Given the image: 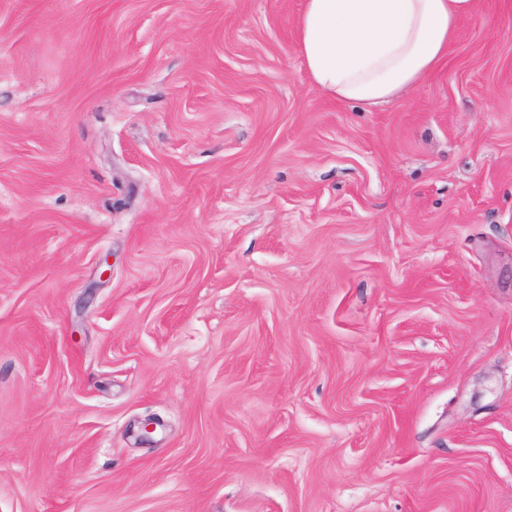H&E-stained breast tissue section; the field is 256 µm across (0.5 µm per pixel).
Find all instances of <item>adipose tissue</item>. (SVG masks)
<instances>
[{"label": "adipose tissue", "mask_w": 512, "mask_h": 512, "mask_svg": "<svg viewBox=\"0 0 512 512\" xmlns=\"http://www.w3.org/2000/svg\"><path fill=\"white\" fill-rule=\"evenodd\" d=\"M481 0H304L296 47L313 83L341 102L388 103L447 57Z\"/></svg>", "instance_id": "1"}]
</instances>
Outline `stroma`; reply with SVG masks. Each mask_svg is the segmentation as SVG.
<instances>
[{
	"label": "stroma",
	"mask_w": 512,
	"mask_h": 512,
	"mask_svg": "<svg viewBox=\"0 0 512 512\" xmlns=\"http://www.w3.org/2000/svg\"><path fill=\"white\" fill-rule=\"evenodd\" d=\"M485 2L365 106L303 0H0V512H512Z\"/></svg>",
	"instance_id": "obj_1"
}]
</instances>
